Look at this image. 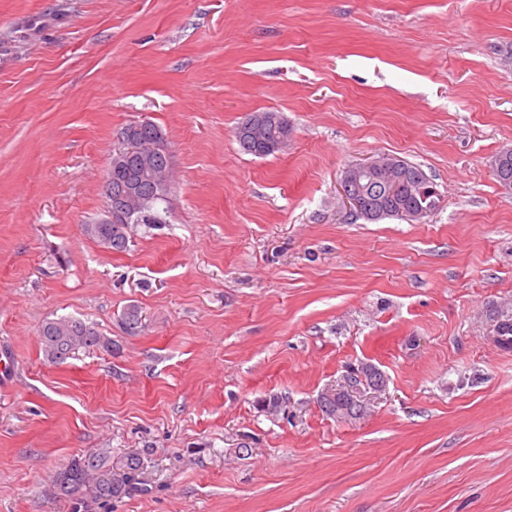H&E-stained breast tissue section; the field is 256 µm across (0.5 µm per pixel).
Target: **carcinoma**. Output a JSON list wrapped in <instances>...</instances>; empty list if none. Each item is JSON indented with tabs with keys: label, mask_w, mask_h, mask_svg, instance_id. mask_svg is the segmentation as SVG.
<instances>
[{
	"label": "carcinoma",
	"mask_w": 512,
	"mask_h": 512,
	"mask_svg": "<svg viewBox=\"0 0 512 512\" xmlns=\"http://www.w3.org/2000/svg\"><path fill=\"white\" fill-rule=\"evenodd\" d=\"M263 124V137L250 133L248 124ZM292 132L286 117L275 111L248 114L234 130L240 150L257 157L279 152L276 145L288 142ZM132 134L140 140L153 142L154 153L149 159L134 154L112 156L105 184L107 207L125 204L135 210L137 224H159L163 217L157 212L167 201L168 189H160L146 169L158 170L170 163L167 140L160 126L149 120L128 124L121 135ZM391 171L361 182L363 210L361 218L377 222L387 218L422 221L439 205V194L420 166L399 157L393 158ZM492 175L504 187H512V149L500 151L494 158ZM131 224H87L85 233L97 243L112 251L127 247ZM493 332L501 346L512 348V315L504 312L493 316ZM39 342L46 359L60 364L71 358L80 348L112 350V339L101 335L95 326L81 319L60 317L44 322L39 330ZM326 413L339 418H355L361 407L334 393L321 397ZM140 460L127 454L116 460L108 452L84 455L73 459L53 477L57 495L71 500L75 512H93V505L120 497L136 489Z\"/></svg>",
	"instance_id": "cac0c4a2"
}]
</instances>
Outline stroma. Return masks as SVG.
<instances>
[{
  "label": "stroma",
  "mask_w": 512,
  "mask_h": 512,
  "mask_svg": "<svg viewBox=\"0 0 512 512\" xmlns=\"http://www.w3.org/2000/svg\"><path fill=\"white\" fill-rule=\"evenodd\" d=\"M263 110L265 158L233 135ZM145 119L167 212L111 251L84 227ZM510 147L512 0H0V512H72L53 475L101 450L141 489L94 512H512ZM388 155L430 217L350 214L346 168ZM66 316L113 350L48 362ZM363 363L385 388L323 412ZM263 123V137L257 139L250 133L248 124ZM292 132L291 126L288 124L286 117L275 111H260L248 114L234 130V137L238 143L240 150L244 153L257 157H266L280 152L282 148H275L280 142L285 145L288 142ZM492 175L495 180L504 187H512V149L506 148L500 151L494 158ZM320 404L326 413L339 418H356L360 415L361 407L351 404L348 399L336 393L326 394L321 397Z\"/></svg>",
  "instance_id": "stroma-1"
}]
</instances>
